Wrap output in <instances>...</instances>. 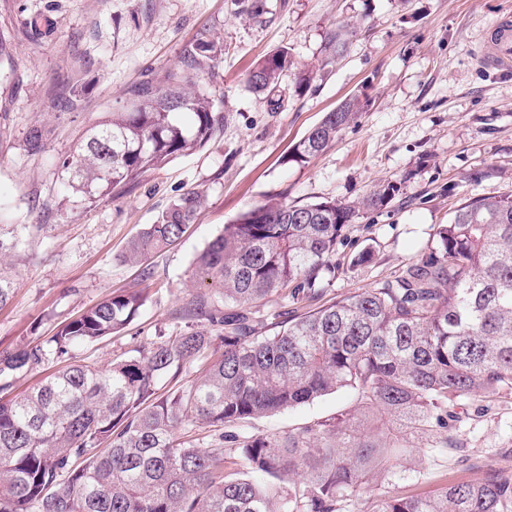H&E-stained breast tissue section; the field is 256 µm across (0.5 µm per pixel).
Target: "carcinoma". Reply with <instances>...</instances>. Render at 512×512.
<instances>
[{
    "label": "carcinoma",
    "instance_id": "obj_1",
    "mask_svg": "<svg viewBox=\"0 0 512 512\" xmlns=\"http://www.w3.org/2000/svg\"><path fill=\"white\" fill-rule=\"evenodd\" d=\"M347 32L328 34L331 59ZM218 48L200 33L183 51L199 70ZM312 72L286 48L258 60L247 82L271 93L285 78L298 90ZM360 111L342 102L298 141L288 161L306 163ZM224 127L214 95L172 71L143 81L125 104L90 128L60 162L67 190L87 203L120 194L144 175L203 148ZM399 193L381 184L356 202H268L242 214L195 258L199 288L176 314L175 333L100 368L78 361L32 390L4 398L11 379L50 356L122 330L145 305L117 293L60 325L46 343L0 353V512H512V475L402 496L399 449L444 431L426 447L458 448L449 422L465 401L512 396V195L458 205L437 227L429 252L391 280L300 315L267 319L259 303L291 289L314 301L336 280V248L360 215ZM204 202L179 196L128 245L125 260L177 243ZM224 307H219V302ZM215 328L224 344L209 353ZM198 377H179L194 362ZM353 390L347 410L284 436L227 434L240 462L224 474V453L177 435L196 424L224 427Z\"/></svg>",
    "mask_w": 512,
    "mask_h": 512
}]
</instances>
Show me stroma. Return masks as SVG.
I'll use <instances>...</instances> for the list:
<instances>
[{"mask_svg":"<svg viewBox=\"0 0 512 512\" xmlns=\"http://www.w3.org/2000/svg\"><path fill=\"white\" fill-rule=\"evenodd\" d=\"M253 18L233 0H0V222L21 239L0 270L13 281L0 307V352L46 342L56 326L118 290L147 302L117 336L74 354L99 367L170 334L194 291V260L226 224L271 200L356 201L374 185L400 192L364 213L338 244L340 269L328 293L342 296L393 278L427 251L438 225L468 198L512 194V72L481 66L490 24L512 0H264ZM348 26L352 41L325 65L328 33ZM213 34L221 52L194 71L215 92L224 127L197 152L148 172L125 194L92 204L64 195L58 162L87 129L125 100L136 83L180 69L186 45ZM285 47L317 75L303 93L291 81L259 94L247 86L254 64ZM359 98L357 121L303 165L293 146L341 102ZM76 99L74 110L63 102ZM44 147L27 150L33 128ZM206 203L181 242L140 265L123 262L127 242L179 195ZM342 390L266 417L236 422L234 433L285 434L356 408ZM455 432L463 456L415 457L397 480L404 496L441 485L512 474V401L461 408Z\"/></svg>","mask_w":512,"mask_h":512,"instance_id":"obj_1","label":"stroma"}]
</instances>
